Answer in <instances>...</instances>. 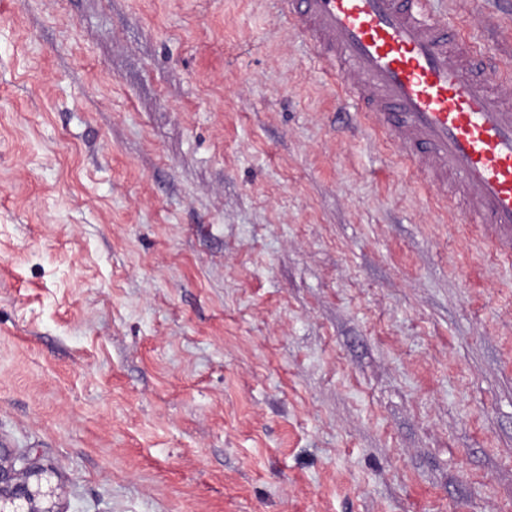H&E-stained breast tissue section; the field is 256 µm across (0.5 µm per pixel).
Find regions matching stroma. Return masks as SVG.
Masks as SVG:
<instances>
[{"mask_svg":"<svg viewBox=\"0 0 512 512\" xmlns=\"http://www.w3.org/2000/svg\"><path fill=\"white\" fill-rule=\"evenodd\" d=\"M499 58L512 0H431ZM278 0H0V438L64 512H512V258Z\"/></svg>","mask_w":512,"mask_h":512,"instance_id":"35a3bbf8","label":"stroma"}]
</instances>
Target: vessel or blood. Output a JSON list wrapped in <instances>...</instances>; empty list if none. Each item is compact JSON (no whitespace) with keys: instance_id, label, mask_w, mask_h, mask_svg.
Instances as JSON below:
<instances>
[{"instance_id":"obj_1","label":"vessel or blood","mask_w":512,"mask_h":512,"mask_svg":"<svg viewBox=\"0 0 512 512\" xmlns=\"http://www.w3.org/2000/svg\"><path fill=\"white\" fill-rule=\"evenodd\" d=\"M290 27L368 128L393 139L460 212L512 238V101L495 63L432 18L430 0H284Z\"/></svg>"}]
</instances>
